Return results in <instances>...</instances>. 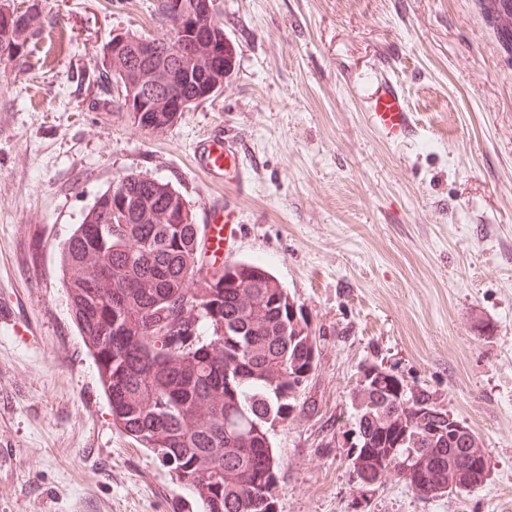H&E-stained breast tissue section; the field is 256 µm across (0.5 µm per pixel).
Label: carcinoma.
Wrapping results in <instances>:
<instances>
[{
	"instance_id": "obj_1",
	"label": "carcinoma",
	"mask_w": 512,
	"mask_h": 512,
	"mask_svg": "<svg viewBox=\"0 0 512 512\" xmlns=\"http://www.w3.org/2000/svg\"><path fill=\"white\" fill-rule=\"evenodd\" d=\"M512 49V0H481ZM183 55L164 37L142 50L128 41L126 96L141 99L128 113L132 124L158 131L171 112H158L155 94L135 81L143 69L166 76L158 90L194 107L210 98L213 67L230 66L224 26L217 19L183 22ZM42 12L0 0V62L24 65L39 51ZM212 55V66L186 74L193 52ZM200 225L168 183L130 172L120 188L102 193L74 225L59 253L71 319L97 366L112 410V424L149 449L192 495L200 512H277L281 463L271 431L315 403L298 402L307 368L318 354L307 324H293L289 294L261 264L239 261L212 277H196L202 256ZM200 310H184L185 300ZM365 386L354 392L355 423L363 442L351 458L359 487L403 472L408 458L440 457L468 477L448 487L411 490L422 497L469 492L486 475L467 459L468 439L450 428L435 393L414 388L376 364L365 365ZM408 430L399 445L391 426Z\"/></svg>"
}]
</instances>
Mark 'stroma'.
I'll return each instance as SVG.
<instances>
[{
	"mask_svg": "<svg viewBox=\"0 0 512 512\" xmlns=\"http://www.w3.org/2000/svg\"><path fill=\"white\" fill-rule=\"evenodd\" d=\"M153 0H41L38 57L0 63V512H198L112 424L58 252L124 174L167 182L203 222L193 166L218 131L250 176L232 261L265 265L310 322L317 369L276 426L278 512H512V50L478 0H217L236 65L163 131L102 81L116 31L161 34ZM388 74L417 128L383 141L364 92ZM367 363L434 391L488 456L481 488L426 499L353 476Z\"/></svg>",
	"mask_w": 512,
	"mask_h": 512,
	"instance_id": "35a3bbf8",
	"label": "stroma"
}]
</instances>
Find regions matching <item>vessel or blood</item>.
Returning a JSON list of instances; mask_svg holds the SVG:
<instances>
[{
  "instance_id": "1",
  "label": "vessel or blood",
  "mask_w": 512,
  "mask_h": 512,
  "mask_svg": "<svg viewBox=\"0 0 512 512\" xmlns=\"http://www.w3.org/2000/svg\"><path fill=\"white\" fill-rule=\"evenodd\" d=\"M369 120L372 126L388 141L398 144L415 131L397 82L382 78L369 103ZM198 168L215 184L242 192L247 185L246 173L237 163V147L224 140L218 133L200 138L194 149ZM204 218V260L208 263L226 261L238 237L239 225L234 207L218 199L208 206Z\"/></svg>"
}]
</instances>
